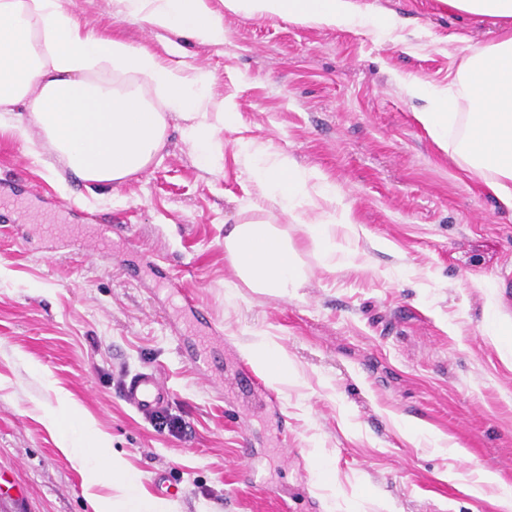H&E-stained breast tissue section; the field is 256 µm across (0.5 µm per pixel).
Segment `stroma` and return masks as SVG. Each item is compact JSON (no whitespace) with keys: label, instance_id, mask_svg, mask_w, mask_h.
Returning <instances> with one entry per match:
<instances>
[{"label":"stroma","instance_id":"obj_1","mask_svg":"<svg viewBox=\"0 0 512 512\" xmlns=\"http://www.w3.org/2000/svg\"><path fill=\"white\" fill-rule=\"evenodd\" d=\"M400 28L299 24L225 12V40L201 46L114 16L110 0H61L98 36L206 67L211 96L239 113L204 169L170 119L160 157L119 184L80 181L38 139L0 130V177L24 194L0 205V512H93L85 472L58 447L92 425L147 493L166 482L173 512H498L494 472L512 483V212L440 150L416 119L411 79L443 87L470 31L443 0H357ZM282 152L340 187L368 239L367 265L326 271L313 248L308 287L277 297L229 291V225L252 219L258 187L238 139ZM119 227L91 256L88 215ZM392 248L372 249L370 239ZM207 316L210 372L195 369L165 285ZM496 312L504 332L487 334ZM269 337L301 374L243 407L220 378ZM150 368L175 395L182 432L156 429L120 396ZM75 412L46 423L60 398ZM418 420L459 454L402 437ZM252 469L264 486L241 481Z\"/></svg>","mask_w":512,"mask_h":512}]
</instances>
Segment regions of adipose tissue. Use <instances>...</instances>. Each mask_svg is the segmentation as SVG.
<instances>
[{"mask_svg": "<svg viewBox=\"0 0 512 512\" xmlns=\"http://www.w3.org/2000/svg\"><path fill=\"white\" fill-rule=\"evenodd\" d=\"M444 2L473 24L496 27L499 35L470 47L448 86L410 84V91L429 100L416 119L512 210V0ZM112 7L115 16L144 21L158 34L176 33L203 46L224 43V22L211 0H112ZM224 9L348 29L371 24L353 0H224ZM212 80L208 70L189 72L148 49L83 30L60 0H0V128L7 115L27 110V122L14 124V131L24 138L37 131L82 181L119 183L148 168L165 145L172 117L200 163L215 166L222 156L218 134L237 126L238 115L211 100ZM149 88L156 99L146 98ZM237 153L273 212L233 225L225 235V259L234 273L228 288L285 297L307 287L301 248L287 225L278 223L280 213L296 223L327 268L351 257L349 245L364 229L335 185L293 157L263 152L249 140L238 141ZM249 353L272 383L297 381L287 353L272 341L253 344ZM106 445L92 429L83 444L62 443L65 453L87 466L92 483L114 490L108 497L91 496L93 512H171L166 501L144 493L120 456L100 459L97 451Z\"/></svg>", "mask_w": 512, "mask_h": 512, "instance_id": "1", "label": "adipose tissue"}]
</instances>
